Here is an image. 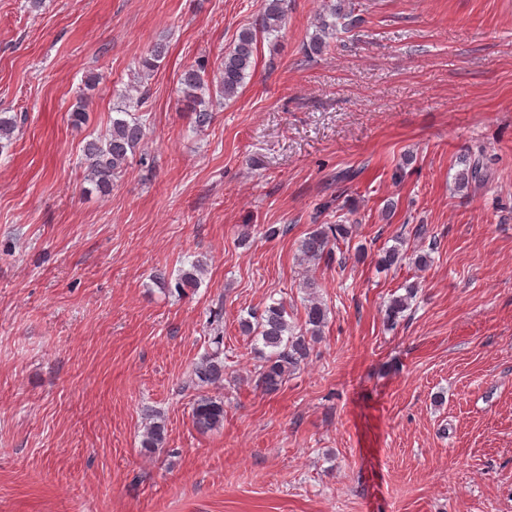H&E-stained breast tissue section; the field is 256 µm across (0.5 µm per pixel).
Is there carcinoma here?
I'll list each match as a JSON object with an SVG mask.
<instances>
[{"label": "carcinoma", "instance_id": "carcinoma-1", "mask_svg": "<svg viewBox=\"0 0 512 512\" xmlns=\"http://www.w3.org/2000/svg\"><path fill=\"white\" fill-rule=\"evenodd\" d=\"M361 19L354 16L350 0H326L313 19L314 31L306 43L307 56L323 54L335 42L340 34L349 31ZM288 24L287 0H261L257 23L243 27L235 37L233 46L224 52V57L216 70L208 71L204 61H198L187 67L180 76L181 102L187 110L195 114L196 129L202 130L213 120V101L229 100L237 96L245 80L256 66L258 40L279 37ZM165 54V46L156 43L139 64L143 77H148ZM133 93L126 96L128 105L116 110L117 116L107 132L86 143L84 147L85 180L108 192L112 187V178L121 173L129 157L136 153L146 137V119L139 115L149 100V88L144 82L132 87ZM210 99H205V96ZM21 118L18 115L0 113V153L12 144L15 131ZM465 168L456 175V184L460 189L472 183H481L487 177L483 156L463 158ZM348 234L343 224H318L301 241L302 260L317 261L332 255L331 242L339 236ZM396 244L383 251L380 264L391 267L403 257L406 238L395 237ZM203 263L198 260L191 268L182 271L175 288L183 291L195 288ZM418 285L406 287L403 295L390 299L385 309V320L389 326L396 325L410 307L411 300L417 294ZM329 308L311 298L305 306L304 323L295 326L288 321V310L281 302H275L251 318L241 321L243 331L261 340L268 352L261 353L262 364L258 369L255 386L266 393L279 389L288 374L300 369L309 358L311 349L322 336L328 322ZM214 350L203 355L192 369L191 382L199 387L214 385L224 380V337L212 339ZM195 427L210 431L224 422V400L220 397L203 396L199 398L192 411ZM166 428L158 413L147 414L143 426L140 445L149 452L164 446Z\"/></svg>", "mask_w": 512, "mask_h": 512}]
</instances>
